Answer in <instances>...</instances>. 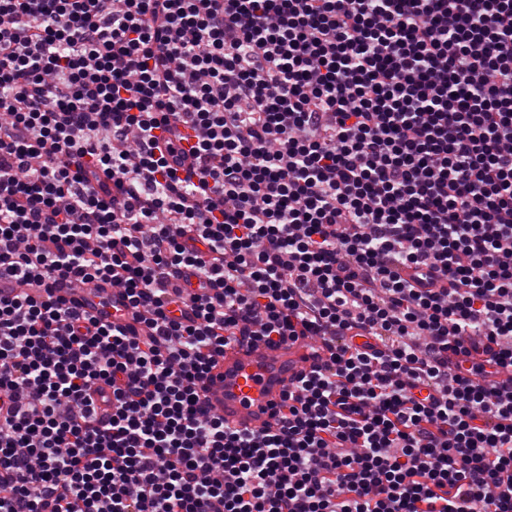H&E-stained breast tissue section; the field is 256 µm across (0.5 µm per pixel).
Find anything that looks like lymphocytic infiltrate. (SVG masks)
<instances>
[{"label":"lymphocytic infiltrate","mask_w":512,"mask_h":512,"mask_svg":"<svg viewBox=\"0 0 512 512\" xmlns=\"http://www.w3.org/2000/svg\"><path fill=\"white\" fill-rule=\"evenodd\" d=\"M2 275L0 512H512V0H0ZM62 294L73 299L80 310H87L104 321L118 320L138 335L145 334V327L134 320L131 310L125 306L122 292L112 288L110 284L100 283L91 287L67 284L62 289ZM317 336H299L277 346L262 341H232L224 358L203 381V395L224 425L255 433L279 423V404L301 373L326 357Z\"/></svg>","instance_id":"1"}]
</instances>
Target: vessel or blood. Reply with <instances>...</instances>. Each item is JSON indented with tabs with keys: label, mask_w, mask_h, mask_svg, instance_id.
<instances>
[{
	"label": "vessel or blood",
	"mask_w": 512,
	"mask_h": 512,
	"mask_svg": "<svg viewBox=\"0 0 512 512\" xmlns=\"http://www.w3.org/2000/svg\"><path fill=\"white\" fill-rule=\"evenodd\" d=\"M62 293L102 320L120 322L140 335L145 332L126 307L121 291L110 284L88 287L72 283ZM325 357L323 345L314 336H301L277 346L234 341L225 347L223 358L204 380L203 395L212 411L223 416L226 426L259 433L276 427L283 394L298 375Z\"/></svg>",
	"instance_id": "vessel-or-blood-1"
}]
</instances>
